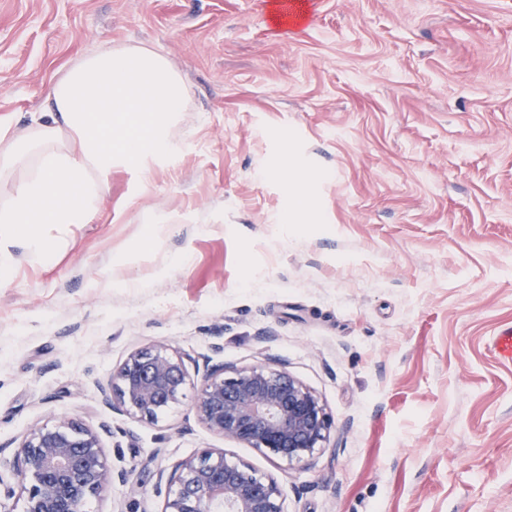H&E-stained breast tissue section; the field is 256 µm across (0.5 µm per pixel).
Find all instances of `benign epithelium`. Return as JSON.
I'll return each instance as SVG.
<instances>
[{
  "instance_id": "7a95c632",
  "label": "benign epithelium",
  "mask_w": 512,
  "mask_h": 512,
  "mask_svg": "<svg viewBox=\"0 0 512 512\" xmlns=\"http://www.w3.org/2000/svg\"><path fill=\"white\" fill-rule=\"evenodd\" d=\"M195 389L200 423L226 441L256 448L290 463L305 462L327 447L332 421L320 399L285 371L254 365L232 372L199 363L158 341L139 348L113 371L102 402L112 411L156 421ZM75 418L59 417L32 430L9 461L21 488V512H83L89 497L118 482L135 490L141 482L108 464L101 432ZM160 512H285L277 480L247 464L230 462L224 450L174 462Z\"/></svg>"
}]
</instances>
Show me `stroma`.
<instances>
[{"label": "stroma", "instance_id": "1", "mask_svg": "<svg viewBox=\"0 0 512 512\" xmlns=\"http://www.w3.org/2000/svg\"><path fill=\"white\" fill-rule=\"evenodd\" d=\"M0 0V118L97 45L158 49L191 91L183 152L112 173L108 224L0 282V446L91 428L113 484L86 512H160L154 474L207 448L276 478L286 512H512V0ZM314 174L288 209L284 159ZM168 214L169 224L152 223ZM283 370L332 420L291 464L224 441L192 398L150 423L101 400L132 351ZM308 180H310V177L301 172H296L288 178V193L293 195V211L278 215L275 219V223L288 224L289 221H292L295 218V213L308 208L307 199L298 191V189L306 184ZM289 190H291V192ZM490 349L501 362H512V327H505L492 337Z\"/></svg>", "mask_w": 512, "mask_h": 512}]
</instances>
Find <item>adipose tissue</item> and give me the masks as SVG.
Returning <instances> with one entry per match:
<instances>
[{"instance_id": "ef3b65f1", "label": "adipose tissue", "mask_w": 512, "mask_h": 512, "mask_svg": "<svg viewBox=\"0 0 512 512\" xmlns=\"http://www.w3.org/2000/svg\"><path fill=\"white\" fill-rule=\"evenodd\" d=\"M189 89L163 55L101 46L77 59L25 123L0 124V281L18 259L46 266L68 225L109 223L112 168L149 181L180 153L171 132Z\"/></svg>"}]
</instances>
